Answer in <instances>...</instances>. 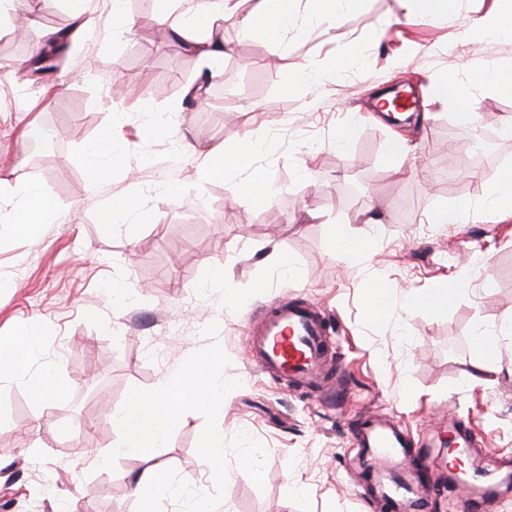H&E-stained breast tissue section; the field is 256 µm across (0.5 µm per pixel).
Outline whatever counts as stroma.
Here are the masks:
<instances>
[{"label":"stroma","instance_id":"obj_1","mask_svg":"<svg viewBox=\"0 0 512 512\" xmlns=\"http://www.w3.org/2000/svg\"><path fill=\"white\" fill-rule=\"evenodd\" d=\"M312 2L298 0L281 44L225 25L224 92L204 110L187 97L204 79L199 60L157 27L148 0L126 2L136 36L103 24L66 45L41 78L15 69L30 45L69 29L75 10L108 18L110 0H41L27 45L0 33V207L11 208L13 186L35 182L59 211L35 235L0 232V348L24 329L35 338L24 377L0 381V512H139L131 479L155 463L214 493L213 469L197 453L205 425L197 412L182 416L162 448L121 454L112 470L100 465L119 443L111 413L129 391L162 386L214 344L230 360L226 377L241 382L224 399L218 429L227 439L248 432L267 451L260 488L229 463L217 512H387L351 446L354 427L374 414L435 449L449 422L461 421L474 435L467 457L493 480L500 512H512V488L497 480L512 472V365L491 361L474 372L476 330L500 329L512 315V214L493 223L428 221L443 205L481 204L512 169L505 138L459 155L468 179L442 175L449 144L466 130L455 102L439 97L442 80L467 87L483 132L512 115V83L477 80L492 67L512 74V38L477 27L502 0H452L441 17L420 14L412 0H349L317 26ZM334 59L341 70L329 69ZM302 65L319 82L286 88ZM399 82L428 109L398 129L374 101ZM156 113L171 115L167 128L152 130ZM44 121L56 128V147L36 168L23 131ZM346 123L353 132L342 145L336 134ZM105 129L125 162L93 191L80 157ZM398 131L418 166L409 175L386 150ZM246 137L261 143L251 169L201 182L202 154ZM255 168L272 189L261 209L240 190ZM156 179L178 195L150 189ZM124 191L143 201L133 239L100 220ZM335 225L372 231L374 241L348 258L330 234ZM280 253L295 276L281 273ZM376 282L389 287L377 317L368 311ZM451 285L460 290L451 306L407 304ZM287 299L323 312L343 400L292 386L253 360L248 336ZM48 372L64 389L45 403L32 382Z\"/></svg>","mask_w":512,"mask_h":512}]
</instances>
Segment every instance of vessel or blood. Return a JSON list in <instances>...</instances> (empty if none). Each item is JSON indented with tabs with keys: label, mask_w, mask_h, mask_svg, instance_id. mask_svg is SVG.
Segmentation results:
<instances>
[{
	"label": "vessel or blood",
	"mask_w": 512,
	"mask_h": 512,
	"mask_svg": "<svg viewBox=\"0 0 512 512\" xmlns=\"http://www.w3.org/2000/svg\"><path fill=\"white\" fill-rule=\"evenodd\" d=\"M252 351L263 369L300 379L317 377L325 351L324 319L310 306L279 305L270 312L262 334L253 338ZM352 437L372 464L388 512H421L440 473L429 472L424 483L414 480L410 436L394 421L371 418Z\"/></svg>",
	"instance_id": "b4317fda"
}]
</instances>
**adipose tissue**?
Wrapping results in <instances>:
<instances>
[{
	"label": "adipose tissue",
	"mask_w": 512,
	"mask_h": 512,
	"mask_svg": "<svg viewBox=\"0 0 512 512\" xmlns=\"http://www.w3.org/2000/svg\"><path fill=\"white\" fill-rule=\"evenodd\" d=\"M296 0H257L245 7L244 0H204L186 11L174 29L185 49L195 55L210 76H219L224 64V26L232 24L249 37L269 41L283 40L295 20ZM257 143L235 141L208 150L202 157L200 177L205 181L223 178L226 171L250 168ZM88 174L90 188H97L110 179L113 169L121 166L122 153L113 143L111 133H103L80 158ZM14 207L0 209V225L19 234L34 233L41 225L56 222L58 209L36 183L14 186ZM512 209V171L496 183L484 204L467 211H448L439 207L433 214L436 224L456 223L465 219L483 221Z\"/></svg>",
	"instance_id": "obj_1"
}]
</instances>
